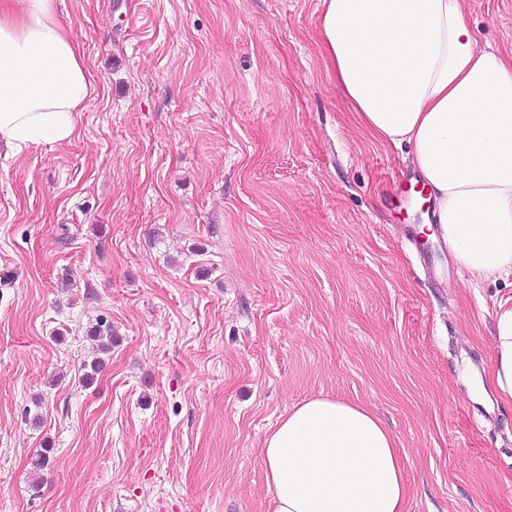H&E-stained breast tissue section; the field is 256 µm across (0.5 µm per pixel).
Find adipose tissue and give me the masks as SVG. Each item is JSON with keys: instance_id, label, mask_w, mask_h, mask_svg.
<instances>
[{"instance_id": "ef3b65f1", "label": "adipose tissue", "mask_w": 512, "mask_h": 512, "mask_svg": "<svg viewBox=\"0 0 512 512\" xmlns=\"http://www.w3.org/2000/svg\"><path fill=\"white\" fill-rule=\"evenodd\" d=\"M326 65L376 142L411 147L456 266L512 272V53L480 50L463 0H321ZM94 88L58 0H0V142L71 141ZM490 385L512 401V308ZM273 512H405L392 434L366 405L303 401L264 439Z\"/></svg>"}]
</instances>
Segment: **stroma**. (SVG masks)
<instances>
[{
    "label": "stroma",
    "instance_id": "stroma-1",
    "mask_svg": "<svg viewBox=\"0 0 512 512\" xmlns=\"http://www.w3.org/2000/svg\"><path fill=\"white\" fill-rule=\"evenodd\" d=\"M464 4L512 51V0ZM320 6L64 0L77 134L0 145V512H272L263 439L319 396L382 418L406 512H512V403L468 386L512 275L421 233L430 197L326 71Z\"/></svg>",
    "mask_w": 512,
    "mask_h": 512
}]
</instances>
